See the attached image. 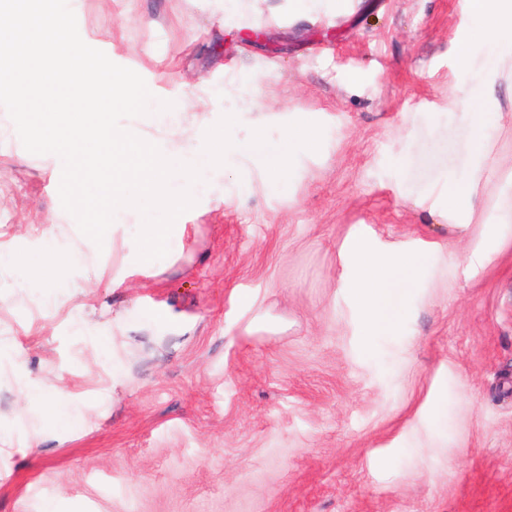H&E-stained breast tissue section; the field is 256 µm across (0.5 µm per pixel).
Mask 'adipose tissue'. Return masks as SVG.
Returning <instances> with one entry per match:
<instances>
[{"label": "adipose tissue", "instance_id": "ef3b65f1", "mask_svg": "<svg viewBox=\"0 0 512 512\" xmlns=\"http://www.w3.org/2000/svg\"><path fill=\"white\" fill-rule=\"evenodd\" d=\"M466 13L471 27L453 34L460 48L458 64L468 66L476 45L483 49L484 61L477 75L459 92L450 93L443 103V111L462 115L460 140L449 143V164L433 167L427 189L413 194L411 201L431 217L463 228L472 223L476 202L492 193L497 198L498 223L511 224L512 194L492 191L486 162L488 130L507 121L497 91L502 85H512V0H466ZM343 251L351 268L348 286L363 314V331L368 336L376 335L397 321L394 291L414 285L423 257L399 247L378 251L370 239L361 235L349 238ZM86 259L75 245L59 242L52 235L42 249L22 257L0 252V268L18 272L19 284L37 291L46 274L64 278ZM21 393L26 403L41 410L60 436L82 426L91 411L90 406L68 401L63 388L53 382L24 378Z\"/></svg>", "mask_w": 512, "mask_h": 512}]
</instances>
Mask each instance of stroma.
Wrapping results in <instances>:
<instances>
[{
	"label": "stroma",
	"mask_w": 512,
	"mask_h": 512,
	"mask_svg": "<svg viewBox=\"0 0 512 512\" xmlns=\"http://www.w3.org/2000/svg\"><path fill=\"white\" fill-rule=\"evenodd\" d=\"M69 5L83 41L156 98L204 101L186 127L275 101L318 115L323 149L243 203L196 193L183 250L116 288L111 243L61 206L60 158L26 151L0 107V249L53 232L88 255L42 296L0 270V344L22 352L0 364V424L18 447L43 424L24 374L94 407L73 434L0 455V512L47 498L69 512H512V223H493L490 201L466 232L437 223L400 176L406 113L427 131L458 122L438 106L475 74L452 40L464 0H354L300 21L288 0H250L243 27L220 0ZM356 234L429 259L372 337L339 285ZM480 241L488 261L466 268ZM259 317L280 332L246 333ZM123 333L116 364L89 362L95 338Z\"/></svg>",
	"instance_id": "1"
}]
</instances>
